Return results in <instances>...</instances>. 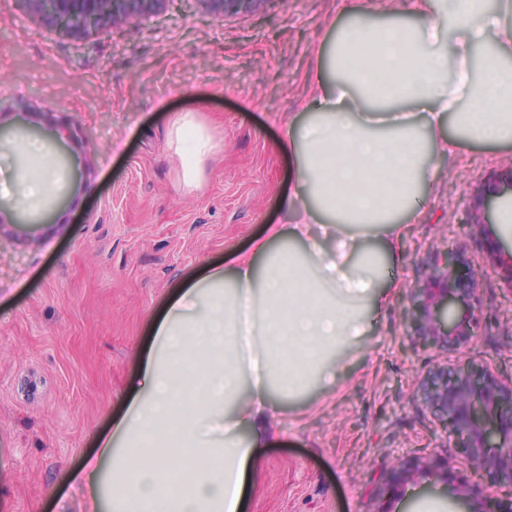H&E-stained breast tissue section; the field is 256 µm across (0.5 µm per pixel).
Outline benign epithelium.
<instances>
[{
    "label": "benign epithelium",
    "mask_w": 512,
    "mask_h": 512,
    "mask_svg": "<svg viewBox=\"0 0 512 512\" xmlns=\"http://www.w3.org/2000/svg\"><path fill=\"white\" fill-rule=\"evenodd\" d=\"M55 31L80 38L105 21L122 24L161 12L167 0H17ZM204 13L225 17L248 13L282 0H195ZM67 201L61 192L37 216L4 214L0 224H48ZM478 272L469 260L467 242L436 252L407 297L406 318L412 336L424 349L460 351L476 336L483 318ZM417 399L434 412L439 427L477 465L483 481L461 483V495L483 497L484 512H512V375L505 377L466 359L429 366L420 379ZM506 492L503 498L499 493Z\"/></svg>",
    "instance_id": "benign-epithelium-1"
}]
</instances>
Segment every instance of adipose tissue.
<instances>
[{
	"mask_svg": "<svg viewBox=\"0 0 512 512\" xmlns=\"http://www.w3.org/2000/svg\"><path fill=\"white\" fill-rule=\"evenodd\" d=\"M328 47L300 118L276 148L298 178L230 268H209L170 299L154 329L142 384L96 463L70 473L97 490L112 464L109 512H241L249 467L284 417L288 398L331 390L338 349L363 336L385 305L383 261L417 210L432 161L460 142L512 143V0H404L405 21L354 18ZM169 146L183 185H200L218 143L192 107ZM0 197L39 210L57 180L43 145Z\"/></svg>",
	"mask_w": 512,
	"mask_h": 512,
	"instance_id": "adipose-tissue-1",
	"label": "adipose tissue"
}]
</instances>
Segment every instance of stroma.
Segmentation results:
<instances>
[{"instance_id": "35a3bbf8", "label": "stroma", "mask_w": 512, "mask_h": 512, "mask_svg": "<svg viewBox=\"0 0 512 512\" xmlns=\"http://www.w3.org/2000/svg\"><path fill=\"white\" fill-rule=\"evenodd\" d=\"M343 20L339 0H272L221 19L169 0L147 22L75 39L0 0L5 126L26 112L32 125L81 134L66 144L69 204L54 223L23 237L0 228V512H93L87 489L64 476L97 456L126 412L171 296L206 268L231 266L266 225L290 223L278 197L296 165L274 143ZM190 102L224 145L191 193L167 144ZM434 167L381 281L388 305L346 349L334 389L289 405L250 469L243 512H458L457 477L479 482L417 401L428 366L451 356L415 343L406 294L433 251L467 241L485 317L462 354L512 374V293L489 259L512 238L501 207L489 224L471 222L488 188L512 187V143L465 142ZM401 457L428 465L391 482Z\"/></svg>"}]
</instances>
